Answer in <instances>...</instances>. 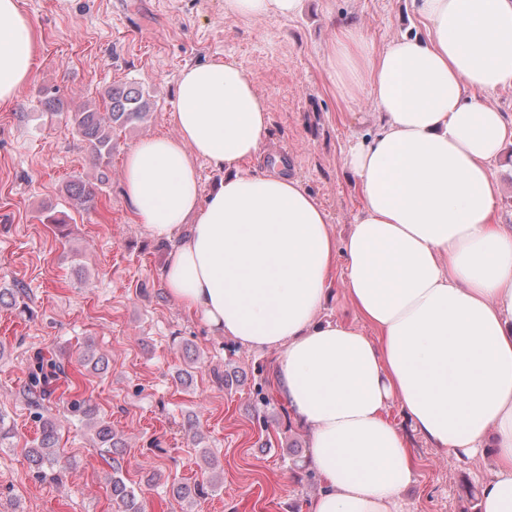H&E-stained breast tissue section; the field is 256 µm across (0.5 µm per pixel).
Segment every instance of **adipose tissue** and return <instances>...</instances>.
I'll return each instance as SVG.
<instances>
[{
	"label": "adipose tissue",
	"instance_id": "obj_1",
	"mask_svg": "<svg viewBox=\"0 0 512 512\" xmlns=\"http://www.w3.org/2000/svg\"><path fill=\"white\" fill-rule=\"evenodd\" d=\"M426 37L380 52L340 27V94L368 92L375 129L345 162L363 199L344 238L298 179L249 172L269 114L229 60L186 66L176 137L131 148L122 185L148 235L171 244L167 293L218 336L276 353L281 394L308 434L322 488L310 512H406L409 434L442 457L491 450L481 512H512V229L492 171L512 114L470 98L512 87V0H415ZM38 42L19 0H0V104L31 80ZM223 177L210 193L197 162ZM343 264L359 316L322 314ZM399 403L408 429L388 419Z\"/></svg>",
	"mask_w": 512,
	"mask_h": 512
}]
</instances>
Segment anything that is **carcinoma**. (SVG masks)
Returning a JSON list of instances; mask_svg holds the SVG:
<instances>
[{
	"mask_svg": "<svg viewBox=\"0 0 512 512\" xmlns=\"http://www.w3.org/2000/svg\"><path fill=\"white\" fill-rule=\"evenodd\" d=\"M44 106L49 115H65L74 132L90 149L95 166L100 170V180L107 178L106 171L112 160V133L117 127H127L145 119L150 102L144 92L131 85H117L107 92L106 110L82 106L63 112L61 100L51 94L44 93ZM71 199L81 207H89L96 197V187L80 180L71 184ZM65 373V365L61 361L38 362L37 369L32 372L31 381L24 391L29 408L33 411L41 427L40 437L35 446L28 450L31 461L37 467V476L45 478L47 471L68 469L67 463L61 458L56 448L57 430L54 421L44 414V402L50 395L51 384ZM71 411L85 419L94 428L96 440L107 448L115 449L120 442L112 432V427L97 418V409L88 399H76L71 403ZM49 470H44V466ZM214 487L212 479L193 484L179 483L172 486L174 496L185 499L203 497ZM112 501L117 505V512H141L133 489L127 487L123 479L112 476Z\"/></svg>",
	"mask_w": 512,
	"mask_h": 512,
	"instance_id": "obj_1",
	"label": "carcinoma"
}]
</instances>
